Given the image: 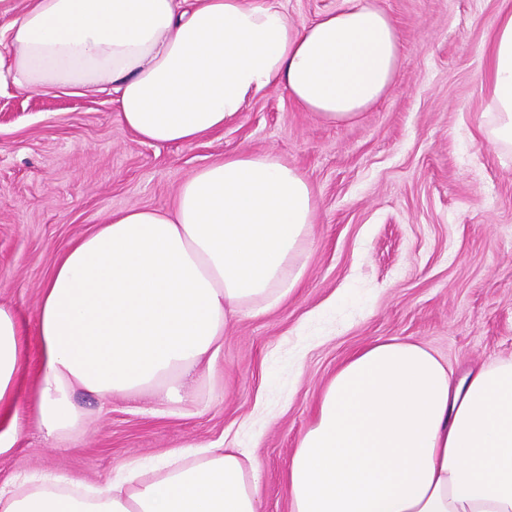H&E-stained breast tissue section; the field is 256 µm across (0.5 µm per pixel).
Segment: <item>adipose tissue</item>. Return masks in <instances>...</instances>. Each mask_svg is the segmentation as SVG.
<instances>
[{
    "instance_id": "ef3b65f1",
    "label": "adipose tissue",
    "mask_w": 512,
    "mask_h": 512,
    "mask_svg": "<svg viewBox=\"0 0 512 512\" xmlns=\"http://www.w3.org/2000/svg\"><path fill=\"white\" fill-rule=\"evenodd\" d=\"M0 81L26 91L109 92L152 144L192 143L261 90L285 89L324 123L376 103L400 37L369 0H341L296 27L266 0H0ZM495 143L512 148V0L490 20ZM317 202L305 175L242 152L189 175L172 208L133 206L75 241L34 314L37 426L84 420L76 391L175 400L213 363L231 315L263 313L295 288ZM27 328L0 304V410L19 428ZM255 453L215 448L188 464L129 465L118 483L66 476L0 488V512H262ZM292 512H512V360L455 379L426 348L390 338L346 360L301 433L284 481Z\"/></svg>"
}]
</instances>
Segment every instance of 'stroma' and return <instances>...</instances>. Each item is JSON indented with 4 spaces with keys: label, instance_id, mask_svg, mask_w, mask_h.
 Segmentation results:
<instances>
[{
    "label": "stroma",
    "instance_id": "35a3bbf8",
    "mask_svg": "<svg viewBox=\"0 0 512 512\" xmlns=\"http://www.w3.org/2000/svg\"><path fill=\"white\" fill-rule=\"evenodd\" d=\"M401 38L385 96L328 125L281 89L258 93L191 144L141 141L112 97L0 84V303L32 317L78 237L132 207L166 209L194 171L241 151L302 171L318 201L297 286L275 309L240 312L179 401L145 392L100 405L47 436L24 417L0 450V486L66 474L90 484L126 461L255 451L263 512H292L284 475L338 367L391 337L417 342L455 376L512 359V152L489 139V19L502 0H373Z\"/></svg>",
    "mask_w": 512,
    "mask_h": 512
}]
</instances>
